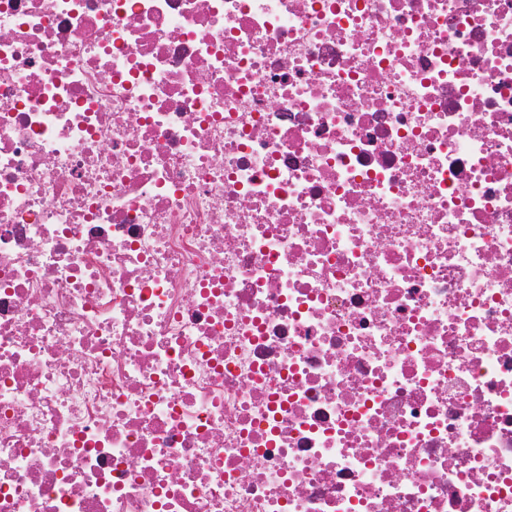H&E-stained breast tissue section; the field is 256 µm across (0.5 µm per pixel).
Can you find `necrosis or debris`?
<instances>
[{
	"instance_id": "obj_1",
	"label": "necrosis or debris",
	"mask_w": 512,
	"mask_h": 512,
	"mask_svg": "<svg viewBox=\"0 0 512 512\" xmlns=\"http://www.w3.org/2000/svg\"><path fill=\"white\" fill-rule=\"evenodd\" d=\"M0 512H512V0H0Z\"/></svg>"
}]
</instances>
